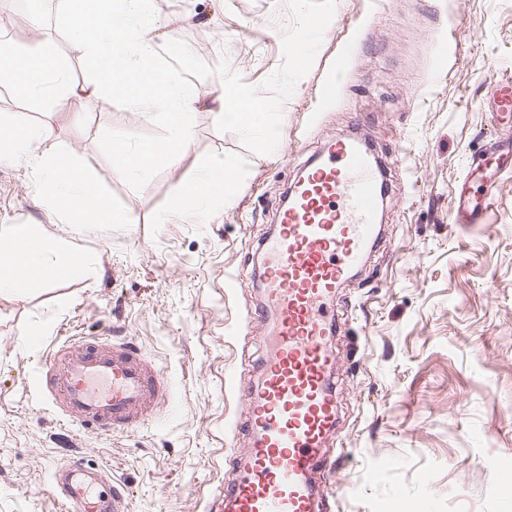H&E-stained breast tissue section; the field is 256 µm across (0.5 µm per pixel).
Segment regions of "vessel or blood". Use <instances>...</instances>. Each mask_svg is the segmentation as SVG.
<instances>
[{
    "instance_id": "vessel-or-blood-1",
    "label": "vessel or blood",
    "mask_w": 512,
    "mask_h": 512,
    "mask_svg": "<svg viewBox=\"0 0 512 512\" xmlns=\"http://www.w3.org/2000/svg\"><path fill=\"white\" fill-rule=\"evenodd\" d=\"M492 107L498 130L469 153L454 196L458 224L484 223L491 210V189L476 196L470 182L512 171L511 80L496 85ZM379 200L371 156L353 137L330 140L297 175L277 227L259 245V312L271 320L272 345L258 384L241 388L249 446L237 478L219 490L227 512H326L321 478L332 464L325 446L338 423L333 302L377 244ZM45 397L63 420L108 433L140 426L170 393L134 343L86 338L51 355ZM53 481L67 512H124L103 469L76 461Z\"/></svg>"
}]
</instances>
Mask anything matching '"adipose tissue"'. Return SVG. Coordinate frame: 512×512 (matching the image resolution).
<instances>
[{
  "label": "adipose tissue",
  "instance_id": "ef3b65f1",
  "mask_svg": "<svg viewBox=\"0 0 512 512\" xmlns=\"http://www.w3.org/2000/svg\"><path fill=\"white\" fill-rule=\"evenodd\" d=\"M215 100L220 112L231 115L246 131L258 125L265 111L262 100L228 78L220 81ZM39 139L38 128L26 115H15L10 123L0 126V158L35 157ZM45 194L85 222L119 224L123 221L93 183L71 166L54 163ZM88 267V260L64 241L39 233L34 225H15L0 235V293L19 289L39 271L62 277Z\"/></svg>",
  "mask_w": 512,
  "mask_h": 512
}]
</instances>
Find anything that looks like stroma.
Wrapping results in <instances>:
<instances>
[{
	"instance_id": "stroma-1",
	"label": "stroma",
	"mask_w": 512,
	"mask_h": 512,
	"mask_svg": "<svg viewBox=\"0 0 512 512\" xmlns=\"http://www.w3.org/2000/svg\"><path fill=\"white\" fill-rule=\"evenodd\" d=\"M157 45L183 39L208 65L227 61L262 88L282 64L287 0H161ZM459 27L456 44L442 29ZM0 39L63 52L77 84L82 50L52 25H0ZM350 65L337 74L336 59ZM512 78V0H337L311 70L282 109L270 155L216 129L213 79L194 80L188 149L133 190L99 147L108 128L154 132L147 111L61 98L29 112L46 162L0 159V232L36 225L91 272L0 294V512H61L53 473L74 458L105 469L127 512H204L242 458L245 400L225 386L257 377L265 326L257 247L285 191L328 140L371 144L388 192L382 237L340 288L334 383L344 450L331 512H512V173L493 185L489 223L451 220L466 155L493 125L491 88ZM335 80L333 99L318 92ZM81 170L124 224H89L44 194L47 163ZM231 198L205 194L202 217L171 211L178 184L218 162ZM123 336L173 394L139 429L103 436L63 421L34 379L59 346ZM498 454L497 467L485 458Z\"/></svg>"
}]
</instances>
